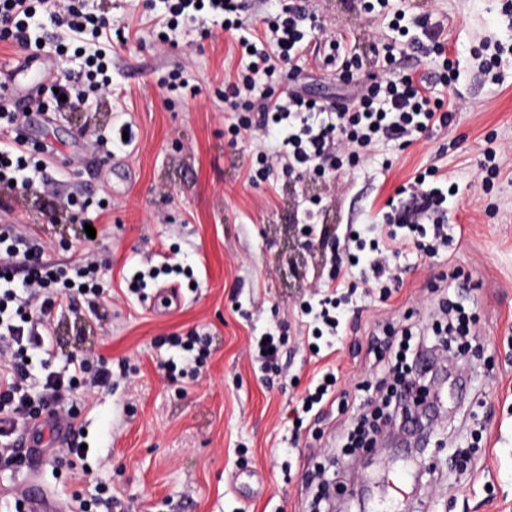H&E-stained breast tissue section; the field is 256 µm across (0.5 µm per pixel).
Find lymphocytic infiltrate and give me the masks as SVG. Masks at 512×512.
Listing matches in <instances>:
<instances>
[{
    "mask_svg": "<svg viewBox=\"0 0 512 512\" xmlns=\"http://www.w3.org/2000/svg\"><path fill=\"white\" fill-rule=\"evenodd\" d=\"M165 44L178 46L181 22L205 26L220 20L225 30L238 32L237 47L247 61L236 81L227 85L224 104L238 112L231 136L251 131L263 138L270 122H278L281 139L273 153L259 152L252 181H265L274 170L298 179L339 172L356 165L362 151L378 144L411 145L418 136L436 127L449 126L457 103H444L430 85L404 64L415 51L441 58L439 83L457 81L454 63L444 58V46L426 14L407 16L391 10V0H375L393 18L392 38L381 46L385 73L362 88L355 108L317 104L300 91L275 96L273 83L282 74V64L305 58L320 27L298 0H284L280 10L260 17V36L243 33L236 0H167ZM419 28L423 40L409 39L410 28ZM112 39V20L96 13L89 0H0V43L7 42L31 52L61 55L73 53L79 68L60 71L54 84L45 87L41 109L66 112L85 105L90 96L110 86V54L105 47ZM12 96L0 85V194L12 198L19 192H47L49 178L43 150L30 144L23 133L24 113L11 106ZM410 203L403 211L388 213L382 224H351L347 227L337 265L365 260L364 284L374 286L381 298L391 294L396 282L394 262L408 248L437 253L448 238V228L438 213L446 201L441 188L427 185L418 174L409 186ZM42 239L13 224L0 225V339L11 342L0 351V462H20L12 441L17 429L44 414L73 423L78 404L95 388L112 383V370L100 355L67 359L52 369V324L64 312L75 310L77 297L88 301L104 298L102 274L110 263L87 257L76 265L44 261ZM352 301L341 288L325 290L317 305L304 315L315 338L336 337L339 310ZM166 342L171 350L159 366L175 374L178 362L202 365L210 355L206 336L173 335ZM427 336H414L405 328L397 342L389 344L384 373L405 379L414 370V348L426 345Z\"/></svg>",
    "mask_w": 512,
    "mask_h": 512,
    "instance_id": "1",
    "label": "lymphocytic infiltrate"
}]
</instances>
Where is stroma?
<instances>
[{"mask_svg":"<svg viewBox=\"0 0 512 512\" xmlns=\"http://www.w3.org/2000/svg\"><path fill=\"white\" fill-rule=\"evenodd\" d=\"M119 32L112 43L111 90L78 114L34 117L27 135L59 151L49 160L56 184L49 192L18 194L5 221L37 232L46 257L76 264L89 252L109 258L105 299L79 300V315L55 322L54 365L94 351L117 379L88 396L75 420L88 447L90 476L72 478L53 463L0 472V499L29 475L63 501L73 493L93 498L97 484L111 487V512H310L318 472L341 452L337 439L378 398L381 375L371 338L402 325L431 331L436 285L455 277L470 288L468 363L473 394L444 401L456 419L444 423L447 445L422 486L409 475L415 457L390 453L368 468V488L388 490L406 479L411 512H512V0H402L440 26L459 78L436 85V96L460 106L454 122L407 148L378 145L336 177L296 182L275 175L247 178L257 149L248 133L230 144L224 132L238 113L224 107V80L240 59L230 33L218 25L187 28L178 47L158 35L165 0H91ZM325 26L296 80L324 104H351L369 76L375 54L390 35L383 16L362 0H306ZM343 39L361 57L360 72L337 79L327 65L328 40ZM507 47L500 66L479 68L484 42ZM198 88L170 90V72ZM129 126L130 144L99 147L80 136L84 126ZM497 152L498 177L478 184L486 150ZM390 169H382V160ZM436 167L454 183L448 204V245L436 256L409 251L400 259V283L388 300L359 287L341 314L340 334L325 356L309 350L299 314L329 283V254L310 245L303 222L343 235L348 224H376L386 201L418 170ZM92 193L106 203L95 237L66 210V200ZM56 211L48 222V211ZM171 262L177 270L128 290L135 271ZM207 334L211 355L196 375L166 379L157 366V342L172 334ZM271 331L282 346L272 374L251 357L249 338ZM326 371L337 377L335 402L296 425L294 407ZM479 445L474 475L449 473V449Z\"/></svg>","mask_w":512,"mask_h":512,"instance_id":"stroma-1","label":"stroma"}]
</instances>
